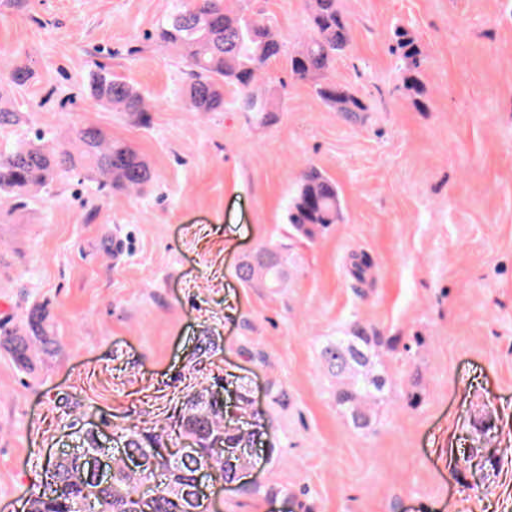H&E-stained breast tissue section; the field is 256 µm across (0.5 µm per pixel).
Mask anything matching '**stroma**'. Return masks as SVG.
<instances>
[{"label":"stroma","mask_w":512,"mask_h":512,"mask_svg":"<svg viewBox=\"0 0 512 512\" xmlns=\"http://www.w3.org/2000/svg\"><path fill=\"white\" fill-rule=\"evenodd\" d=\"M192 2L0 0V97L21 115L0 143L94 126L156 174L137 194L72 172L0 199V324L41 306L54 340L23 368L0 345V512H24L48 460L79 446L76 412L161 426L200 379L205 335L221 346L209 371L263 430L216 512H512V0H337L350 46L306 80L287 56L307 0H246L286 50L253 85L268 123L230 86L224 111H186L188 63L152 35ZM398 27L424 54L422 108L390 50ZM101 66L145 94L149 124L94 103ZM319 81L368 112L330 111ZM311 167L335 180L341 218L307 240L287 213ZM264 245L288 261L274 293L238 277ZM355 321L398 339L365 431L320 360Z\"/></svg>","instance_id":"obj_1"}]
</instances>
